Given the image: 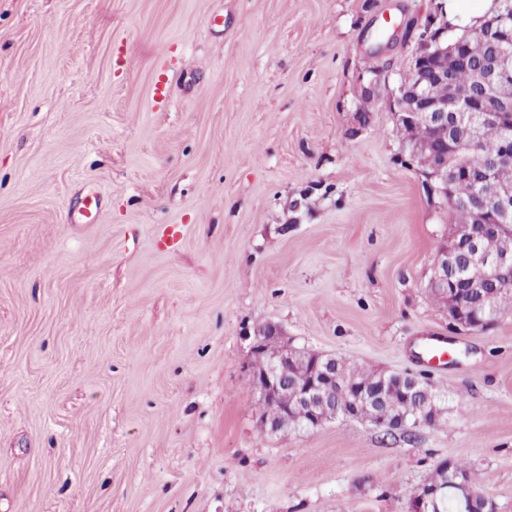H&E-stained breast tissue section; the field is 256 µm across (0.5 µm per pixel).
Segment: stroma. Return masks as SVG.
Masks as SVG:
<instances>
[{"mask_svg": "<svg viewBox=\"0 0 512 512\" xmlns=\"http://www.w3.org/2000/svg\"><path fill=\"white\" fill-rule=\"evenodd\" d=\"M436 12L0 0V512H408L448 458L512 512V313L465 331L431 300L448 204L395 115L427 16L455 36ZM268 322L428 373L442 422L261 433ZM411 353L422 362L436 368L448 366V339L444 336H424L411 346Z\"/></svg>", "mask_w": 512, "mask_h": 512, "instance_id": "obj_1", "label": "stroma"}]
</instances>
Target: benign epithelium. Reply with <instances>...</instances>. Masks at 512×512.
I'll list each match as a JSON object with an SVG mask.
<instances>
[{"mask_svg":"<svg viewBox=\"0 0 512 512\" xmlns=\"http://www.w3.org/2000/svg\"><path fill=\"white\" fill-rule=\"evenodd\" d=\"M495 14L481 27L444 43L437 38L422 44L411 72L400 85L398 126L403 131L412 155L419 160L422 173L434 192L455 203L468 207L474 223L454 227L448 241L437 254L428 288L448 302L452 322L465 330H484L490 323L472 317L485 306L470 302V289L498 290L512 285V248L495 253L483 250V241L512 233V188L499 187L497 176L504 166L512 164V98L499 92V87L512 82V3L498 0ZM476 64L475 87H456L454 67L450 63ZM446 84L450 93L435 97L433 84ZM469 122L470 141L478 139L481 126L494 123L501 127L500 149L492 155L478 173L461 163L458 152H451L452 131ZM275 348L269 360L253 367L251 383L258 392L259 420L262 431L275 434L278 427L266 412L272 401L296 413L305 427L321 426L318 406H331L333 416L357 419L368 406L385 401V390L391 381L366 389L352 387L345 400L336 402V390L341 381L336 372V357L316 361L311 373L301 383L288 384L289 365L297 350L289 343L284 331L268 323L255 333L251 350L260 357L268 348ZM414 422L398 415L383 419L375 426L393 434L403 433L409 425L430 426L425 408ZM453 486L468 491L466 481L451 476L448 483L421 488L412 496L411 512H437L440 488Z\"/></svg>","mask_w":512,"mask_h":512,"instance_id":"7a95c632","label":"benign epithelium"}]
</instances>
